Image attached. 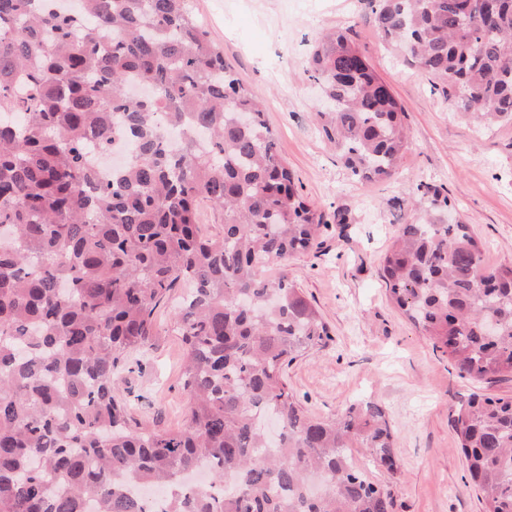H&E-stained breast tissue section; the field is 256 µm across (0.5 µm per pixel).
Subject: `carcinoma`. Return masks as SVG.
<instances>
[{
	"label": "carcinoma",
	"mask_w": 512,
	"mask_h": 512,
	"mask_svg": "<svg viewBox=\"0 0 512 512\" xmlns=\"http://www.w3.org/2000/svg\"><path fill=\"white\" fill-rule=\"evenodd\" d=\"M369 5L454 111L512 125V0ZM306 73L350 175L391 178L405 112L346 30L316 39ZM117 139L135 151L101 181L94 156ZM418 190L425 216L380 264L391 301L459 376L512 375V263L484 267L471 226L443 218L448 196ZM203 202L224 212L217 236ZM327 223L188 0H0V512H391L349 452L398 470L385 410L316 418L288 388L330 340L288 276ZM178 288L184 424L147 429L113 384ZM451 425L482 512H512V397L474 393Z\"/></svg>",
	"instance_id": "cac0c4a2"
}]
</instances>
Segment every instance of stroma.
Masks as SVG:
<instances>
[{"mask_svg":"<svg viewBox=\"0 0 512 512\" xmlns=\"http://www.w3.org/2000/svg\"><path fill=\"white\" fill-rule=\"evenodd\" d=\"M189 6L241 82L264 99L300 193L326 215L348 217L327 224L318 247L288 268L332 335L319 352L289 366V387L320 418L360 400L385 409L401 471L393 477L374 468L370 476L390 486L392 512H481L450 412L475 391L512 396V376L479 383L460 377L389 300L379 267L398 225L412 219L421 184L441 188L453 218L472 225L486 245L484 265L512 263V125L484 130L456 117L440 91L385 47L367 0H189ZM338 28L350 29L405 110L411 143L392 179L352 180L318 131V89L306 61L318 35ZM178 301L174 295L159 305L152 348L130 360L116 385L146 427L183 423Z\"/></svg>","mask_w":512,"mask_h":512,"instance_id":"stroma-1","label":"stroma"}]
</instances>
